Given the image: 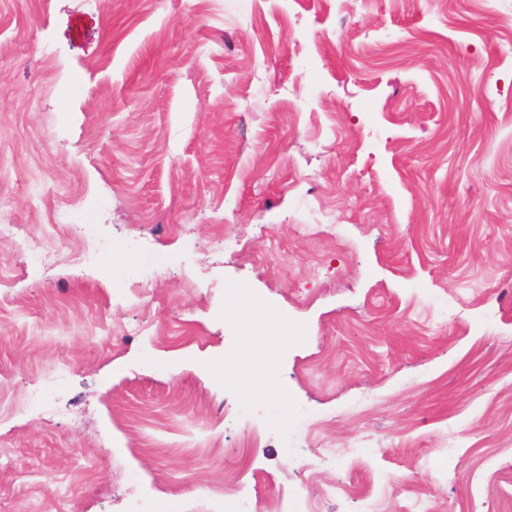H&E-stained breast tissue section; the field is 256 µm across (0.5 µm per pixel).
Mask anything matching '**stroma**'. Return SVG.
Wrapping results in <instances>:
<instances>
[{"label": "stroma", "mask_w": 512, "mask_h": 512, "mask_svg": "<svg viewBox=\"0 0 512 512\" xmlns=\"http://www.w3.org/2000/svg\"><path fill=\"white\" fill-rule=\"evenodd\" d=\"M1 224L0 512H512V0H0ZM238 303L233 305L230 321L239 329L242 341L240 351L233 363L234 372L225 382L245 389L252 378L260 372L255 363L256 355L262 350L257 340L263 337L264 346H282L288 343V316L279 314L270 318L265 305L256 298L246 295L247 291H237Z\"/></svg>", "instance_id": "obj_1"}]
</instances>
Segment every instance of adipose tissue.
I'll list each match as a JSON object with an SVG mask.
<instances>
[{
	"instance_id": "obj_1",
	"label": "adipose tissue",
	"mask_w": 512,
	"mask_h": 512,
	"mask_svg": "<svg viewBox=\"0 0 512 512\" xmlns=\"http://www.w3.org/2000/svg\"><path fill=\"white\" fill-rule=\"evenodd\" d=\"M231 322L239 329L242 341L233 363L234 371L228 376L229 384L247 388L258 374L255 362L260 343L282 346L288 342V318L286 315H269L265 305L256 298L243 294L230 313Z\"/></svg>"
}]
</instances>
